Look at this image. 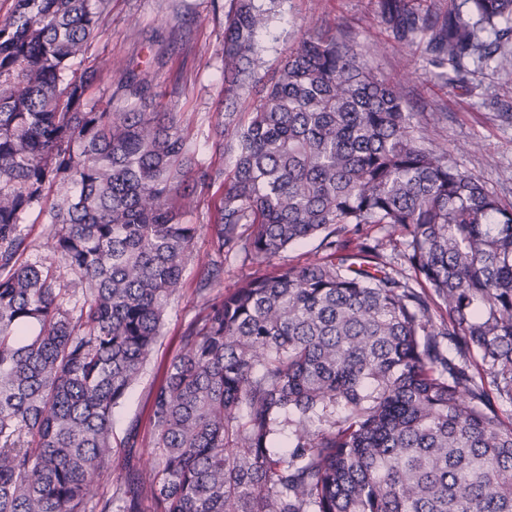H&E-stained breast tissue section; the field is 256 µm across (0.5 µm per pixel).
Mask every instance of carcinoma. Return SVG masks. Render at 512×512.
Segmentation results:
<instances>
[{
    "label": "carcinoma",
    "mask_w": 512,
    "mask_h": 512,
    "mask_svg": "<svg viewBox=\"0 0 512 512\" xmlns=\"http://www.w3.org/2000/svg\"><path fill=\"white\" fill-rule=\"evenodd\" d=\"M108 2L11 0L0 19V512H512V206L416 135L401 81L346 35L310 32L264 81L280 0H232L216 149L235 163L194 164L145 82L115 112L93 96L107 63L69 75ZM379 17L452 87L512 70V0ZM218 181L203 308L149 393L154 465L114 480L113 412L182 282L191 197ZM35 205L53 234L31 263ZM365 224L404 238L395 260L382 239L349 249ZM319 235L320 261L273 265ZM230 257L272 271L212 298Z\"/></svg>",
    "instance_id": "cac0c4a2"
}]
</instances>
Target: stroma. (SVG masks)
Segmentation results:
<instances>
[{
	"label": "stroma",
	"instance_id": "1",
	"mask_svg": "<svg viewBox=\"0 0 512 512\" xmlns=\"http://www.w3.org/2000/svg\"><path fill=\"white\" fill-rule=\"evenodd\" d=\"M229 7L230 0H109L90 55L111 60L112 69L103 73L95 95L111 96L118 109L124 104L122 81H145L158 110L176 114L195 161H214L216 114L224 105V22ZM314 29L345 32L375 75L403 77L418 129L447 146L452 164L512 204V72L483 70L471 77L470 89L464 92L448 86L428 66L422 45L392 38L378 16L377 0H282L265 73H275L288 51ZM222 192V186L213 185L191 205L187 221L199 231L182 287L166 308L162 334L138 382L113 416L116 472L124 470L125 454L119 446L132 426L137 429V464L145 471L153 465L148 394L178 353L187 325L202 310L195 289L211 258L212 220Z\"/></svg>",
	"mask_w": 512,
	"mask_h": 512
}]
</instances>
